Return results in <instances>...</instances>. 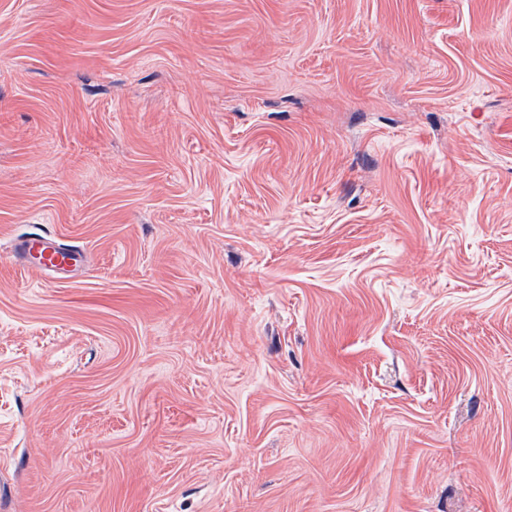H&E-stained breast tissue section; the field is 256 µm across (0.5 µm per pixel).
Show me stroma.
Returning a JSON list of instances; mask_svg holds the SVG:
<instances>
[{
  "mask_svg": "<svg viewBox=\"0 0 512 512\" xmlns=\"http://www.w3.org/2000/svg\"><path fill=\"white\" fill-rule=\"evenodd\" d=\"M0 512H512V0H0ZM15 251L36 260L41 271L65 272L77 265L82 258L79 251L57 244L47 236L35 235L22 239Z\"/></svg>",
  "mask_w": 512,
  "mask_h": 512,
  "instance_id": "obj_1",
  "label": "stroma"
}]
</instances>
